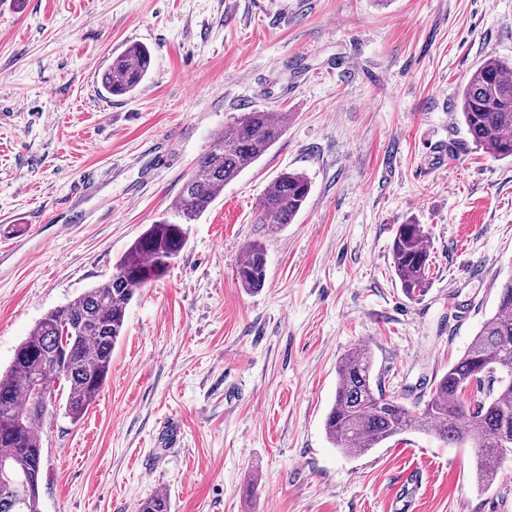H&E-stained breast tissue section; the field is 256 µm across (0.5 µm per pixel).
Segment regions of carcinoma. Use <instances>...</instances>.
Segmentation results:
<instances>
[{"label":"carcinoma","instance_id":"obj_1","mask_svg":"<svg viewBox=\"0 0 512 512\" xmlns=\"http://www.w3.org/2000/svg\"><path fill=\"white\" fill-rule=\"evenodd\" d=\"M151 49L132 44L112 57L101 77L113 96L133 94L148 76ZM462 122L471 141L498 159H512V61L479 63L460 94ZM288 113L253 109L224 125L223 146L202 155L177 197L115 264L105 283L47 312L15 349L0 374V468L12 480L0 482V512H41L43 443L37 425L49 410L34 394L36 375L65 362L64 413L79 421L112 372V351L125 329L126 310L137 291L162 278L185 244L184 225L194 223L224 192V186L255 164L286 131ZM311 190L305 174L275 177L256 210L259 223L275 231L293 223ZM392 268L405 296L423 297L430 285L431 255L419 224L398 226L391 247ZM266 278L262 244L246 246L237 268L241 287L259 289ZM512 273L498 288L495 313L481 326L463 355L433 381L429 399L417 411L383 393L374 377L369 348L345 354L337 365L333 403L324 420L332 445L362 455L407 431L433 433L448 444L469 442L476 456V480L494 483L503 463L497 439H512ZM137 512H170L168 498L152 496Z\"/></svg>","mask_w":512,"mask_h":512}]
</instances>
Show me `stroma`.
Returning a JSON list of instances; mask_svg holds the SVG:
<instances>
[{"label": "stroma", "mask_w": 512, "mask_h": 512, "mask_svg": "<svg viewBox=\"0 0 512 512\" xmlns=\"http://www.w3.org/2000/svg\"><path fill=\"white\" fill-rule=\"evenodd\" d=\"M133 43L152 69L108 95L100 75ZM493 57L512 59V0H0L1 371L111 277L225 123L289 115L137 292L85 416L46 417L41 512L157 494L171 512H512V462L481 491L468 445L411 431L349 457L324 432L346 352L368 346L383 391L420 408L496 310L512 161L477 149L458 109ZM285 170L311 191L271 233L256 202ZM409 223L432 260L417 302L391 267ZM254 241L251 292L236 270ZM266 253L261 243L246 246L237 268V279L242 288L259 289L266 278Z\"/></svg>", "instance_id": "1"}]
</instances>
